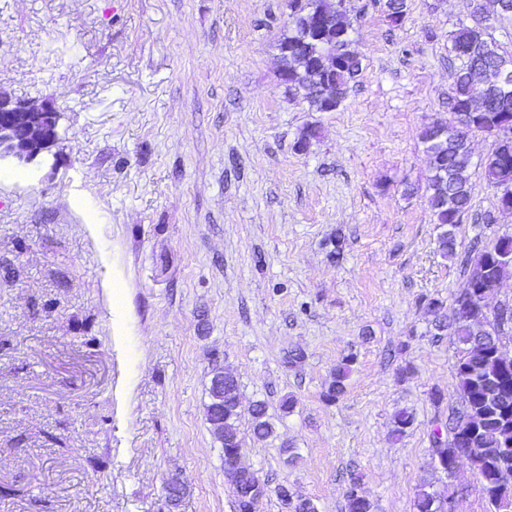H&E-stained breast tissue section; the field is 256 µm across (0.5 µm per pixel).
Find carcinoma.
<instances>
[{
    "mask_svg": "<svg viewBox=\"0 0 512 512\" xmlns=\"http://www.w3.org/2000/svg\"><path fill=\"white\" fill-rule=\"evenodd\" d=\"M288 8L294 10L298 18L283 34L279 42L281 50L305 43L309 16H333L336 24L350 28L341 0H288ZM407 8L406 0H385L388 22L399 25ZM327 38L335 42L336 70L326 82L336 87V96L344 99L349 85L363 72L362 59L350 37L338 40L329 34ZM450 43L451 51L461 61L450 109L456 114V121L462 120L491 133L500 113H512V87L505 88L488 81L483 90L482 111L471 112L468 105L474 91L473 75L512 72V57L500 52L496 42L487 37L486 26L480 22L459 27L450 35ZM293 64L288 55L281 54L283 68ZM295 65L298 70L293 72L294 78L287 85L291 97L300 93L305 81L312 80L306 58L298 59ZM442 129L443 126L438 124L425 126L421 140L429 158L428 204L435 223L445 227L439 235V250L443 256L453 257L456 243L451 227L461 223L471 208L472 154L467 136L444 133ZM477 166L490 187L504 181L512 182V145L493 149ZM507 254L512 255L511 236L488 242L473 257H462L460 264L466 278L460 294L474 296L479 292V282L475 281L477 274L488 284L499 283L512 274V260L501 259ZM427 308L434 315L435 329L440 333L450 331L458 345L456 379L464 403L461 412L448 416L444 425L437 424L432 430L434 469L441 473L443 467L456 459L468 458L494 512H512V453L505 452L512 448V367H502L490 352L492 337L506 329L512 330V305L502 308L497 316L505 326L503 330L487 329L479 307L470 316L456 311L448 314L444 312L443 302L432 298L428 300ZM353 363L354 358L347 357L336 366L324 393L326 401L335 402L344 395ZM209 397L207 421L223 449L224 472L233 486L238 512H251L250 503L265 495L266 484L242 463L246 440L238 427L239 385L232 372L212 374ZM251 416L252 439L265 441L274 436L275 425L265 402H255ZM453 498L455 495L447 490H438L434 483H426L417 495V512H447L448 500ZM278 500L281 512H320L313 500L301 498L291 491L278 495ZM371 509L370 501L360 491L358 479H351L346 492V512H371Z\"/></svg>",
    "mask_w": 512,
    "mask_h": 512,
    "instance_id": "1",
    "label": "carcinoma"
}]
</instances>
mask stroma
<instances>
[{"label":"stroma","mask_w":512,"mask_h":512,"mask_svg":"<svg viewBox=\"0 0 512 512\" xmlns=\"http://www.w3.org/2000/svg\"><path fill=\"white\" fill-rule=\"evenodd\" d=\"M476 3L407 0L395 27L346 0L363 73L315 112L279 77L284 0H0V93L62 114L55 167L0 170V512H238L206 420L216 366L242 434L258 400L275 424L243 451L269 487L254 512H279L281 484L345 512L354 476L373 512H416L432 429L463 407L426 308L463 274L420 134L454 117L449 36ZM471 182L459 254L512 235ZM451 484L459 512H489L469 463ZM354 358L346 357L342 362L336 366L332 374L331 381L328 384L327 390L324 393V398L328 402H335L344 395L346 390V381L352 373V365Z\"/></svg>","instance_id":"stroma-1"}]
</instances>
